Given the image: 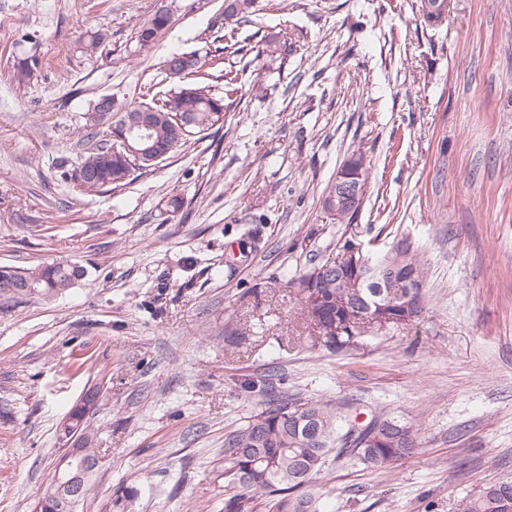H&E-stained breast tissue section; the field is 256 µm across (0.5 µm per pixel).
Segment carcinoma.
<instances>
[{
	"label": "carcinoma",
	"instance_id": "obj_1",
	"mask_svg": "<svg viewBox=\"0 0 512 512\" xmlns=\"http://www.w3.org/2000/svg\"><path fill=\"white\" fill-rule=\"evenodd\" d=\"M256 0H230L221 14L214 41L224 46L203 54L173 53L165 60L166 78L172 84L167 91L147 89V102L119 101L110 95L95 100L82 116V151L77 162L64 168L63 179L71 195L91 196L105 188L120 189L132 183L135 173H145L194 141L208 137L207 131L224 121L241 98L239 72L224 67V53H239L238 30L249 21ZM171 24L170 12L161 7L135 29V39L142 52H150ZM269 53L285 59L295 51L293 40L272 38ZM42 67L38 57L25 59V66L15 74L23 84ZM219 74L224 80V95L211 93L204 79ZM130 115L148 112L147 127L126 134L130 148L116 139L113 131L100 126L98 115L104 109ZM368 276L359 288H345L349 268L334 267L325 281L307 287L312 272L326 264H311L274 287L288 291L303 310L305 323L318 333L321 344L333 352L345 350L358 342L378 316H412L406 300L386 293H374L371 278L389 272L398 278L410 276L418 287L412 289L417 307H423L425 272L422 264L404 241L374 254H364ZM85 277L76 263L56 262L21 269L0 266V312H7L26 299L52 300ZM266 398L247 423L224 434V512H322L315 486L327 480L328 467L334 463H352L368 469L387 471L417 447V429L410 422L387 411L373 415L366 423L352 413L353 402L323 398H302L273 383L263 384ZM97 394H88L69 412L70 424L82 426V449L89 457L97 455L96 434L84 424L88 406ZM467 512H512V479L488 484L467 505Z\"/></svg>",
	"mask_w": 512,
	"mask_h": 512
}]
</instances>
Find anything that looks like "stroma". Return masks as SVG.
<instances>
[{"label":"stroma","instance_id":"35a3bbf8","mask_svg":"<svg viewBox=\"0 0 512 512\" xmlns=\"http://www.w3.org/2000/svg\"><path fill=\"white\" fill-rule=\"evenodd\" d=\"M223 2L0 0V265L87 271L0 313V512H33L61 424L96 386L101 480L78 512H224V434L263 400L240 383L271 374L418 429L391 471L333 466L324 512H464L512 476V0H445L443 24L423 0H258L239 39L260 62L223 129L123 191L73 200L56 162L76 158L82 113L169 89L165 60L206 50ZM161 7L172 24L139 52L134 29ZM288 34L297 51L262 56ZM34 53L49 67L17 84ZM357 151L367 194L340 222L322 200ZM346 239L407 240L425 311L336 353L268 286ZM229 319L254 329L235 348Z\"/></svg>","mask_w":512,"mask_h":512}]
</instances>
